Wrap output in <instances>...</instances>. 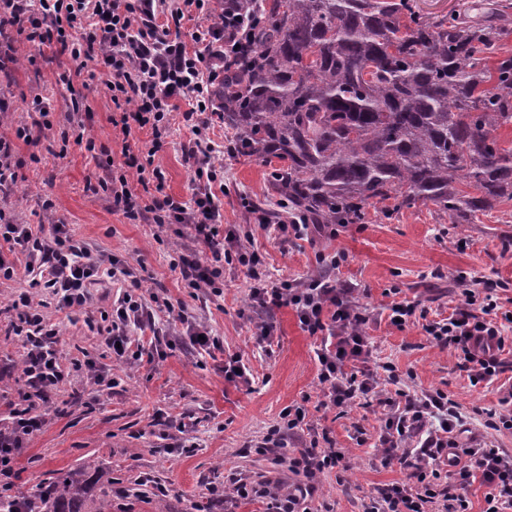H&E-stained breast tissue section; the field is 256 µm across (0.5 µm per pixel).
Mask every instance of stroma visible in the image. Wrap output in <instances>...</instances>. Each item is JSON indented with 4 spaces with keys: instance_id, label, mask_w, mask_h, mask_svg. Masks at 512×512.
I'll return each mask as SVG.
<instances>
[{
    "instance_id": "1",
    "label": "stroma",
    "mask_w": 512,
    "mask_h": 512,
    "mask_svg": "<svg viewBox=\"0 0 512 512\" xmlns=\"http://www.w3.org/2000/svg\"><path fill=\"white\" fill-rule=\"evenodd\" d=\"M60 72L54 63L31 66L23 60L0 80V97L8 102L0 129L11 132L26 123L29 103L37 95L49 103L55 126L67 127L70 94L58 82ZM85 96L91 133L114 163H122L124 144L148 140L147 131L126 137L113 127V104L101 88H90ZM190 137L180 121H172L155 157L166 192L186 200L191 197L185 161ZM40 157L20 169L14 192L0 194V209L23 224L62 220L93 253L127 264L144 292L183 305L190 322L206 327L221 346L198 354L185 325L158 312L150 324L131 329L147 344L143 355L118 361L107 355L94 330L102 312L112 309L116 284L95 286L93 303L83 313L58 311L54 296L42 293L48 315L59 326L66 360H94L113 384L100 386L84 371L69 370L43 426L12 462L17 490H31L59 472L91 463L112 482V512H191L196 503L208 512H265V499L226 503L207 498L206 488L231 474L253 482H298V475L279 464V450L260 453L256 447L280 424L286 407L300 404L306 409L305 439L329 438L351 466L343 482L335 470L316 475L317 490L306 503L309 512H363L377 486L400 479L398 467L381 466L377 457V409L356 403L325 406L315 356L318 340L302 329L293 306H255L252 282L237 264L225 266L221 295L190 292L173 267L179 255L202 250L189 233H177L172 225L129 221L106 194L87 192V181L103 169L85 149L72 145L65 157L45 151ZM214 164L224 171L221 230L235 232L244 246L259 252L267 284L303 283L323 274L352 289L369 317V367L389 363L400 388L447 393L467 417L462 444L486 443L512 452V432L485 428L481 416L497 408L512 388V374H500L487 387L472 386L457 356L424 330L426 323L448 318L463 304L464 289L479 282L499 285L500 310L512 313V201L496 204L471 224L449 223L430 204L389 215L378 204L367 207L360 223L340 224L332 232L313 229L304 238L284 242L276 226L287 222V210L274 203L262 213L253 208L268 191L272 164L226 152ZM47 199L54 203L49 213L42 209ZM402 301L417 303L419 314L399 327L390 320V307ZM261 321L273 328L266 348L254 340ZM8 322L0 318V419L5 421L10 401L17 398L25 357L22 339L5 333ZM233 355L249 369L250 384L225 380L224 362ZM184 440L190 449L167 454L168 446Z\"/></svg>"
}]
</instances>
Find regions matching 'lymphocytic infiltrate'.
I'll list each match as a JSON object with an SVG mask.
<instances>
[{
	"mask_svg": "<svg viewBox=\"0 0 512 512\" xmlns=\"http://www.w3.org/2000/svg\"><path fill=\"white\" fill-rule=\"evenodd\" d=\"M207 2L0 0V74L10 72L25 46L32 64L60 56L75 62L74 70L61 75L65 86L81 76L99 80L116 110L112 125L126 136L135 128L150 132L141 146L122 151L126 170L139 175L137 185H130L125 174H109L96 181L114 209L131 221L186 226L191 237L208 248L205 259L181 261V275L189 288L220 294L225 266L246 267L256 303L294 306L302 329L319 337L318 378L329 403L340 408L361 401L381 408L377 444L381 462L398 463L407 476L377 487L365 512H426L427 505L438 498L445 501L446 512H467L465 493L477 480L488 488L483 512H512V454L498 448L459 447L452 433L464 417L447 394L397 388L390 364L378 372L367 368L370 349L364 327L368 317L349 289L330 286L318 277L300 285L285 281L267 285L257 270L258 254L241 247L235 233L221 234L219 206L211 191L218 179L211 162L215 148L208 135L218 110L209 91L221 82L223 63L234 57L251 23L238 13L234 0H226L220 23L197 26L190 40H183L186 20L203 11ZM30 112L31 123L18 126L14 137L0 136V191L16 185L25 164L15 139L72 143L90 152L96 148L90 123L74 120L69 130L55 131L50 109L39 96L33 97ZM175 112L193 134L186 151L191 187L187 201L165 192L163 172L154 164ZM0 243L21 257L17 264L0 257V280L21 275L26 283L24 292L10 304L16 317L8 330L22 338L26 352L19 378L24 405L13 409L10 426L0 428V488L7 490L11 463L27 437L42 427L41 410L66 372L58 348L59 331L41 304L35 303V294L47 289L59 309L84 310L91 302V285L101 277L128 279L130 286L118 298L104 337L105 347L119 359L141 356L144 345L130 336L129 328L150 318L153 309L178 320L184 312L164 298L147 306L130 268L93 253L65 224H21L0 209ZM463 294L462 307L447 319L426 324L424 330L456 353L472 383H488L508 367L502 356L505 338L495 319L497 296L490 288H467ZM342 462L341 453L321 449L313 441L289 457L290 469L303 474L306 481L287 492L234 477L225 484H209L207 492L216 498L232 494L265 498L268 512H306L304 504L316 490L315 475Z\"/></svg>",
	"mask_w": 512,
	"mask_h": 512,
	"instance_id": "lymphocytic-infiltrate-1",
	"label": "lymphocytic infiltrate"
}]
</instances>
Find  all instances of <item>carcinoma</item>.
Wrapping results in <instances>:
<instances>
[{"mask_svg": "<svg viewBox=\"0 0 512 512\" xmlns=\"http://www.w3.org/2000/svg\"><path fill=\"white\" fill-rule=\"evenodd\" d=\"M253 26L217 98L237 155L282 162L270 195L309 224H356L374 203H430L470 224L512 200V3L429 16L418 0H240ZM87 464L0 512H112Z\"/></svg>", "mask_w": 512, "mask_h": 512, "instance_id": "cac0c4a2", "label": "carcinoma"}]
</instances>
